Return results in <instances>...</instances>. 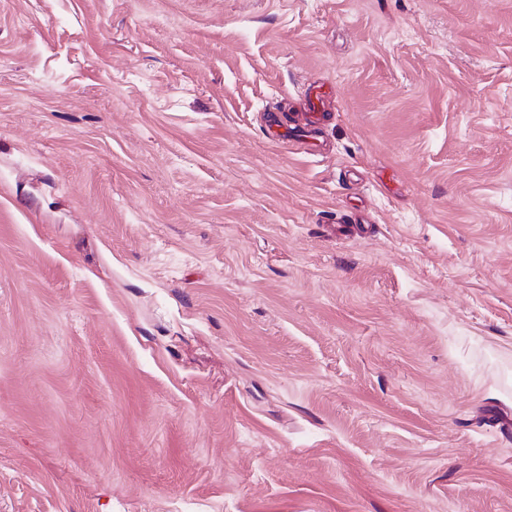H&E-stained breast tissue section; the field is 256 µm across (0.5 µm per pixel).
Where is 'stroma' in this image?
Instances as JSON below:
<instances>
[{"instance_id":"stroma-1","label":"stroma","mask_w":512,"mask_h":512,"mask_svg":"<svg viewBox=\"0 0 512 512\" xmlns=\"http://www.w3.org/2000/svg\"><path fill=\"white\" fill-rule=\"evenodd\" d=\"M509 413L512 0H0V512H512Z\"/></svg>"}]
</instances>
